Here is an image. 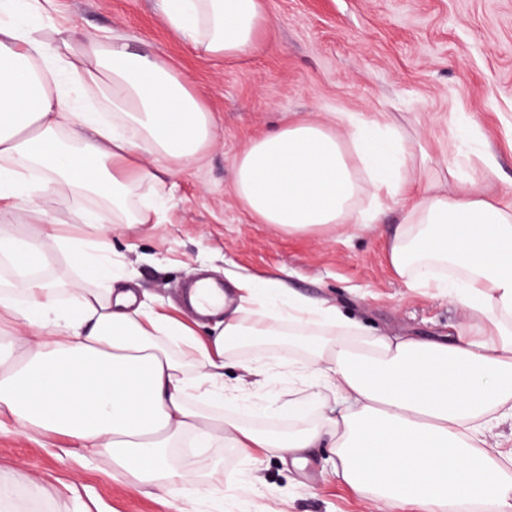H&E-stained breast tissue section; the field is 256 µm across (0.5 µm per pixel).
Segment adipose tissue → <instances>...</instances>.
Wrapping results in <instances>:
<instances>
[{
  "instance_id": "ef3b65f1",
  "label": "adipose tissue",
  "mask_w": 512,
  "mask_h": 512,
  "mask_svg": "<svg viewBox=\"0 0 512 512\" xmlns=\"http://www.w3.org/2000/svg\"><path fill=\"white\" fill-rule=\"evenodd\" d=\"M165 23L203 59H239L257 46L263 0H162ZM346 138H339L338 129ZM199 94L159 55L110 36L81 37L58 0H0V321L24 326L0 356V429L51 433L81 458L105 454L117 478L178 502L206 490L169 455L185 437L197 448L294 453L323 442L337 478L382 504L415 512H512V470L480 436L512 419V203L475 178L447 185L415 168L408 142L351 112L329 122L292 121L253 139L235 161L233 192L261 224L291 233L376 223L383 200L401 203L390 263L411 288H439L468 327L444 341L367 336L335 305L286 293L273 280H239L213 312L216 336L114 292L109 224H146L161 205L137 197L164 186L172 161L189 163L214 137ZM152 165L140 164L143 156ZM371 204L359 209L361 194ZM94 197L76 223L91 237H60L46 203ZM41 232L18 236L20 224ZM66 250L80 282L58 288L44 270ZM303 337L297 375L343 403L321 424L270 435L213 416L204 400L246 398L224 386V361L248 348V376L268 373L271 318ZM177 339V352L167 348Z\"/></svg>"
}]
</instances>
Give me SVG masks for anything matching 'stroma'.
<instances>
[{
	"mask_svg": "<svg viewBox=\"0 0 512 512\" xmlns=\"http://www.w3.org/2000/svg\"><path fill=\"white\" fill-rule=\"evenodd\" d=\"M82 33L125 36L134 51L161 55L198 90L216 120L215 138L193 164L171 163L167 202L148 224H113L107 233L122 262L119 286L139 304L192 322L200 336L217 319H198L183 295L200 275L273 279L314 301L327 300L371 333L438 338L467 326L447 295L410 289L394 273L388 244L401 206L379 223L290 234L257 223L233 193L234 161L258 135L294 120L356 112L419 138L433 160L460 173L494 166L490 195L512 202V0H265L263 46L235 60L196 58L164 23L160 0H59ZM273 361L255 408L225 413L267 434L294 428L282 410L289 394L309 401L318 423L334 397L290 380L285 361L306 357L284 337L268 343ZM63 438L0 434V483L14 487V512H204L199 501L174 506L152 488L115 481L109 457L92 462L65 454ZM191 470L224 494V512L239 497L263 512H409L375 507L334 474L327 444L290 457L247 456L231 443L180 448ZM44 487L33 496L29 482Z\"/></svg>",
	"mask_w": 512,
	"mask_h": 512,
	"instance_id": "35a3bbf8",
	"label": "stroma"
}]
</instances>
